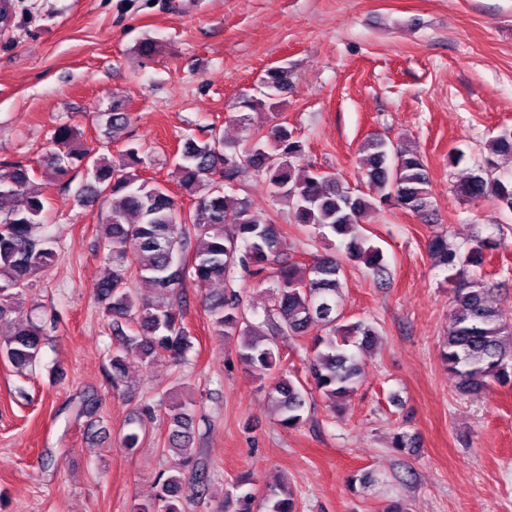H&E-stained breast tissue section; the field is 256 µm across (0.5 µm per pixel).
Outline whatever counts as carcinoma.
Masks as SVG:
<instances>
[{"mask_svg": "<svg viewBox=\"0 0 512 512\" xmlns=\"http://www.w3.org/2000/svg\"><path fill=\"white\" fill-rule=\"evenodd\" d=\"M287 85L288 70L271 68L257 93L240 94L235 108L240 112L258 105L273 109ZM102 116L108 129L127 123L118 103ZM51 145L38 167L15 162L0 176V199L9 201L0 210V320L16 314L12 334L0 338L1 359L21 371L35 367L47 335L46 325L20 313L17 302L32 278L46 272L58 257L44 230L45 198L37 175L69 184L75 170L84 168L92 181L77 189V202L87 205L102 199L109 203L102 229L109 243L105 262L110 272L94 284L92 294L117 330L109 353L112 391L121 390L129 363L149 366L159 359L178 363L193 348L181 296L188 280L200 289L215 281L224 283L223 294L205 297L212 325L218 335L238 341L239 357L252 371L265 375L280 365L278 337H303L316 328L322 334L311 343L315 391L334 404L354 390L360 367L350 342L360 350L370 343L375 330L362 320L342 323V261L320 255L306 265L288 258L280 225L253 212L232 189L248 174L265 177L288 206L294 223L328 228L348 240L346 258L364 263L373 278L382 281L388 275L387 264L381 248L369 243L364 225L371 214L385 207L428 221L430 180L417 150L369 135L360 151L372 194L355 195L341 186L334 173L295 170L294 158L302 153L303 144L286 125L275 124L242 147L224 142L214 126L203 137H185L176 152L180 183L194 200L192 213L186 216L163 184L140 174L144 163L140 148L127 147L117 166L96 155L83 131L70 124L56 127ZM486 151L482 165L458 182L455 191L468 200L491 197L511 211L512 170H500L499 160L512 156V130L504 129L490 139ZM230 210L236 218L227 229L224 221ZM489 246L488 239L477 237L462 255L441 236L428 241L429 253L448 272V283L453 285L456 312L442 357L465 395L479 394L490 381H512V329L501 322L498 308L490 301L491 287L477 276L460 278L465 265L481 268ZM237 267L260 283H272L268 333L249 320L240 294L233 289L231 273ZM269 395L283 427L302 425L308 390L300 380L282 375L270 386ZM165 399L166 447L171 451L167 476L159 477L154 492L135 504L133 512H188L195 499L209 491L205 471H194V483L185 482L195 443L191 410L170 395ZM156 407L150 399L142 404L137 427L123 435L125 448L138 447L145 421L154 419ZM78 416L91 425L100 421L97 401L83 399ZM235 488L239 493L232 496L234 512H254L257 495L249 479H238ZM264 499L269 512H297L292 490L280 483L268 488Z\"/></svg>", "mask_w": 512, "mask_h": 512, "instance_id": "carcinoma-1", "label": "carcinoma"}]
</instances>
